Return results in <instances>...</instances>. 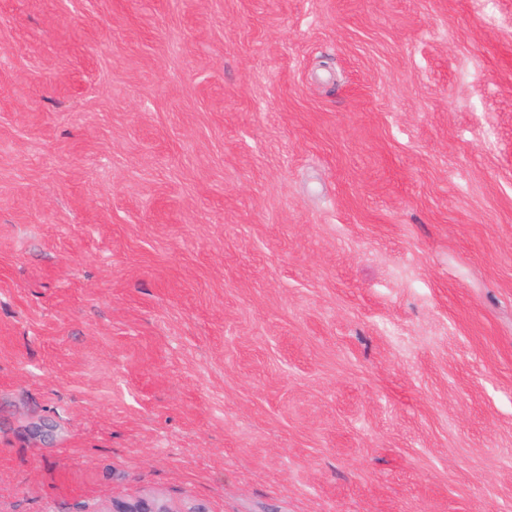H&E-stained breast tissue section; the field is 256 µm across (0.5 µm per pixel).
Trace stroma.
Returning a JSON list of instances; mask_svg holds the SVG:
<instances>
[{
    "label": "stroma",
    "instance_id": "1",
    "mask_svg": "<svg viewBox=\"0 0 512 512\" xmlns=\"http://www.w3.org/2000/svg\"><path fill=\"white\" fill-rule=\"evenodd\" d=\"M512 512V0H0V512ZM173 512L164 502L142 499L134 502H116L109 512Z\"/></svg>",
    "mask_w": 512,
    "mask_h": 512
}]
</instances>
